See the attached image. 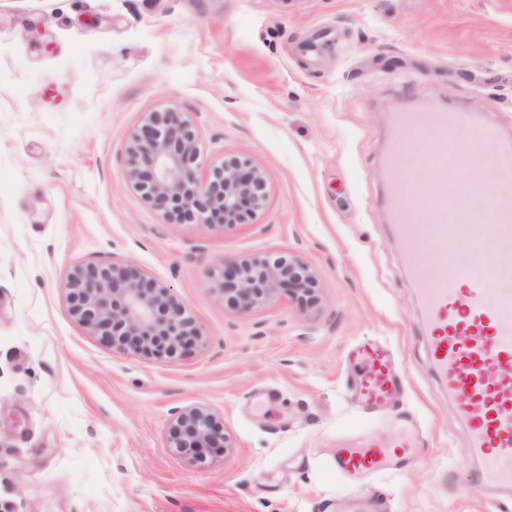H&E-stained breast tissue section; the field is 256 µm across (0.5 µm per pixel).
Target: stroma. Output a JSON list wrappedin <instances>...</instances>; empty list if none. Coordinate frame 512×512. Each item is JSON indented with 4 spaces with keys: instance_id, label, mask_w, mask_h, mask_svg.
<instances>
[{
    "instance_id": "obj_1",
    "label": "stroma",
    "mask_w": 512,
    "mask_h": 512,
    "mask_svg": "<svg viewBox=\"0 0 512 512\" xmlns=\"http://www.w3.org/2000/svg\"><path fill=\"white\" fill-rule=\"evenodd\" d=\"M465 108L512 141V0H0V507L5 512H512L473 477L466 428L429 372L420 308L382 204L391 112ZM192 113L204 160L264 171L231 229L167 224L127 180L145 113ZM295 254L313 298L241 313L222 260ZM171 288L200 340L159 362L69 312L76 263ZM393 353L378 410L348 355ZM200 406L228 447L171 448ZM414 428L413 461L350 481L339 441Z\"/></svg>"
}]
</instances>
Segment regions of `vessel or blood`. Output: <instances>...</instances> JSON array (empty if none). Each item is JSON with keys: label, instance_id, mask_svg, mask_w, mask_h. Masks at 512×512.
I'll list each match as a JSON object with an SVG mask.
<instances>
[{"label": "vessel or blood", "instance_id": "1", "mask_svg": "<svg viewBox=\"0 0 512 512\" xmlns=\"http://www.w3.org/2000/svg\"><path fill=\"white\" fill-rule=\"evenodd\" d=\"M470 127V147L459 157L448 147L454 131ZM429 130L433 145L423 155L433 172L430 223L415 221L413 200L421 186L410 180L408 155L421 130ZM488 160L512 167V147L503 144L497 126L477 121L473 112H399L394 116L384 165L389 173L384 204L395 234L405 242L422 305L430 366L441 376L457 414L469 426L468 448L479 458L503 490L512 491V184L494 194V221L490 224L448 223V195L462 193L471 182L470 162ZM455 234L485 253L489 263L478 271L448 264V255H426L422 242ZM363 370L354 390L364 401L388 400V349L376 345L360 350ZM416 439L410 432L385 441L370 435L361 444L337 452L336 474L389 473L393 449L411 453Z\"/></svg>", "mask_w": 512, "mask_h": 512}]
</instances>
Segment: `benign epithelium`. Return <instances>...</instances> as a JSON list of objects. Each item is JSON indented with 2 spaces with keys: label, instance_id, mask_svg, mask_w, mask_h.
Listing matches in <instances>:
<instances>
[{
  "label": "benign epithelium",
  "instance_id": "benign-epithelium-1",
  "mask_svg": "<svg viewBox=\"0 0 512 512\" xmlns=\"http://www.w3.org/2000/svg\"><path fill=\"white\" fill-rule=\"evenodd\" d=\"M127 178L169 224L193 221L231 229L267 207L262 170L237 158L202 169L204 146L192 117L164 109L148 112L130 137ZM70 312L93 336L119 352L164 360L191 348L200 336L194 319L157 279L121 262L89 261L68 276ZM317 277L301 258L250 257L223 261L221 297L249 313L284 293L296 300L314 296ZM173 447L197 456L228 447L217 416L203 408L173 410Z\"/></svg>",
  "mask_w": 512,
  "mask_h": 512
}]
</instances>
